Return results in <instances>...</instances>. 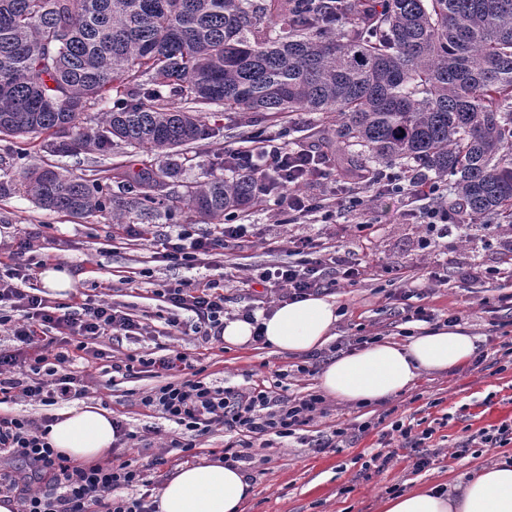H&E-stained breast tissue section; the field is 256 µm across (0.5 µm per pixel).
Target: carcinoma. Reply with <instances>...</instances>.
Instances as JSON below:
<instances>
[{
  "label": "carcinoma",
  "mask_w": 512,
  "mask_h": 512,
  "mask_svg": "<svg viewBox=\"0 0 512 512\" xmlns=\"http://www.w3.org/2000/svg\"><path fill=\"white\" fill-rule=\"evenodd\" d=\"M336 27L303 0H0V135H67L52 153L126 146L141 167L94 178L27 168L47 210L112 209V184L157 202L171 180L208 223L258 200L250 173L181 183L182 148L207 135L200 105L316 112L352 167L394 164L453 178L475 223L512 225V0H341ZM184 106H175V101ZM105 112L95 128L81 116Z\"/></svg>",
  "instance_id": "1"
}]
</instances>
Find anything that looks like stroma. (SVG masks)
<instances>
[{
	"instance_id": "stroma-1",
	"label": "stroma",
	"mask_w": 512,
	"mask_h": 512,
	"mask_svg": "<svg viewBox=\"0 0 512 512\" xmlns=\"http://www.w3.org/2000/svg\"><path fill=\"white\" fill-rule=\"evenodd\" d=\"M201 119L207 135L189 149L191 166L185 173L189 181L222 174L219 158L245 149L256 131L318 153L333 152L336 141L334 122L312 112L273 119L263 113H234L211 106L204 108ZM8 154L20 167L58 165L75 175L89 176L117 165L130 170L137 167V158L128 148L63 157L49 152L41 137L0 138V155ZM303 191L326 199L333 208L331 217L318 212L303 223L284 224L279 206L259 198L255 205L234 215L236 223L258 225V237L245 248L225 243L191 269L156 261L159 239L180 225L197 233L213 232V225L196 210L184 207L172 212L164 204L157 205L152 219H144L117 192L112 195L111 211L87 219L41 209L23 192L2 195L0 215L8 222L0 226V234L12 236L39 224L48 225L52 250L59 264L76 279L77 293L118 303L152 327V334L119 343L101 340L104 357L94 360L89 369L93 383L87 396L88 401L111 411L129 430L146 435L153 453L165 454L166 465L149 471L151 481L164 482L177 468L179 453L168 448L170 423L152 417L139 398L170 382L171 377L142 372L114 378L108 372L110 357L161 356L177 349L200 356L206 376L228 387L264 389L277 397L319 393L322 367L310 363L306 356L282 353L262 343L229 350L220 343L199 344L192 334L175 339L161 335L165 304L157 294L164 284L216 278L227 268L234 269L237 277H250L257 269L285 262L290 237L316 232L322 233L321 246L326 252H352L367 267L366 278L359 285H343L334 291L342 305V317L333 344L346 347L360 336L407 341L418 320L410 311L395 310L387 294L403 280L420 278L434 266L447 269V284L412 298V306L425 307L439 322L451 315L460 316L462 326L483 344L487 359L477 368L422 375L410 391L368 406L352 407L326 399L324 413L304 427L298 438L214 428L201 437L198 459L209 458L211 450L228 443L251 446L254 495L243 512H381L382 501L391 495L435 484L453 485L469 479L480 467L511 456L512 443L473 447L463 454L456 451L459 442L478 429L512 419V359L499 351L501 342L512 340V309L498 305L499 295L512 294V281L498 280L490 288H467L462 277L463 270L472 265L498 267L497 240L451 237L424 250L419 245L422 226L407 215L404 201L397 197L376 193L359 179L311 183ZM343 192L361 193L367 200L366 208L337 207L336 200ZM364 222L376 226L367 237L356 232L357 225ZM141 224L150 229L146 238L128 235V226ZM398 419L413 424L421 421L433 428L426 442L431 457L427 468L415 470L412 451L388 441L390 424ZM362 424L367 427L363 433L358 430ZM339 428L347 429L348 435L338 448L322 453L309 448L310 439ZM379 452L391 457L385 468L362 470V462Z\"/></svg>"
}]
</instances>
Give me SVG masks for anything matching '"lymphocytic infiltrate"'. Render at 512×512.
Returning a JSON list of instances; mask_svg holds the SVG:
<instances>
[{
	"label": "lymphocytic infiltrate",
	"mask_w": 512,
	"mask_h": 512,
	"mask_svg": "<svg viewBox=\"0 0 512 512\" xmlns=\"http://www.w3.org/2000/svg\"><path fill=\"white\" fill-rule=\"evenodd\" d=\"M234 157L255 175L262 196L286 202L289 223L323 210L321 198L299 191L308 182H324L330 176L316 152L262 137ZM366 183L412 204V216L425 226L422 248L434 247L455 232L465 239L489 230L500 237L512 233L497 224L489 228L461 223L458 213L440 203L436 181L388 173L367 178ZM253 235L249 224L227 223L215 233L202 235L182 229L166 237L156 259L191 268L201 255L227 242L248 243ZM48 243V235L39 229L26 232L17 244L0 243V331L15 344L14 350H0V404L29 400L55 405L81 398L87 386L83 378L68 371L78 354L88 352L91 341L99 337L116 339L147 331L146 325L114 303L52 304L26 291L23 284L30 278V269L19 257L39 250L44 261L54 260ZM318 248L317 239L310 236L290 239L288 262L260 273L259 284L276 300L292 301L320 293L334 280L351 286L361 283L358 260L348 254L323 257ZM159 295L173 310L165 320L171 332L199 334L206 344L222 341L227 314L223 279L181 280L160 289ZM139 367L178 373V380L142 396L141 403L182 431V438L172 439L170 446L183 453L194 450L197 438L218 425L289 437L322 410L323 400L314 394L274 398L262 389L246 392L205 381L193 356L178 350L157 358L130 355L112 369L131 374ZM50 425L47 417L36 421L0 414V456L27 466L23 472L0 467V496L16 500L17 512H156L152 483L133 463L134 436L122 421L112 422L118 454L91 466L55 451L47 440Z\"/></svg>",
	"instance_id": "1"
}]
</instances>
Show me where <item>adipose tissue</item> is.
<instances>
[{
	"label": "adipose tissue",
	"mask_w": 512,
	"mask_h": 512,
	"mask_svg": "<svg viewBox=\"0 0 512 512\" xmlns=\"http://www.w3.org/2000/svg\"><path fill=\"white\" fill-rule=\"evenodd\" d=\"M332 296H310L277 306L257 324L241 319L224 323V344L244 348L262 325L267 344L289 354L324 347L339 321ZM478 351L467 329L422 328L406 343L381 341L336 358L322 371V390L350 404L380 401L411 389L425 372L444 371L469 363ZM56 450L77 463L94 462L112 448V414L85 402L61 409L50 427ZM253 487L240 467L220 462L185 465L175 470L157 495L158 512H241ZM382 512H512V458L482 468L469 481L446 489L439 485L384 499Z\"/></svg>",
	"instance_id": "obj_1"
}]
</instances>
